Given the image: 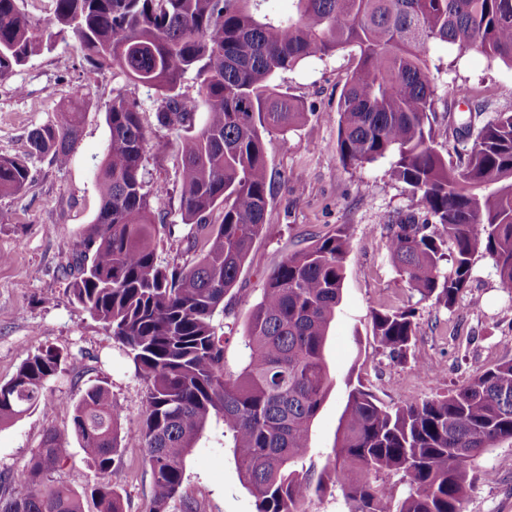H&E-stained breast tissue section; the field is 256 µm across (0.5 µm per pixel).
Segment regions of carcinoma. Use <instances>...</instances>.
Segmentation results:
<instances>
[{
	"instance_id": "carcinoma-1",
	"label": "carcinoma",
	"mask_w": 512,
	"mask_h": 512,
	"mask_svg": "<svg viewBox=\"0 0 512 512\" xmlns=\"http://www.w3.org/2000/svg\"><path fill=\"white\" fill-rule=\"evenodd\" d=\"M274 16L266 0H53L34 22L23 0H0V80L59 40L73 38L94 70L117 67L135 87L155 90L158 125L176 133L179 209L195 226L191 265L162 264L144 161L152 150L139 100L106 106L109 141L97 171L101 204L70 283L75 301L125 346L147 383L142 425L120 435L110 390L96 384L71 404L74 432L96 475L99 512H123L112 484L118 448L146 449L155 509L180 496L184 458L212 421L223 424L256 512H306L307 494L339 490L348 512H461L469 466L512 440V359L466 384L389 408L365 390L348 394L340 443L322 467H304L312 422L332 380L324 356L340 302L348 228L341 224L288 254L266 275L251 309L244 363L224 372L226 338L214 317L235 288L255 240L269 234L272 192L263 134L307 119L278 90L277 76L314 56L353 47L358 62L340 95L337 153L347 171L391 158L413 209L384 217L388 260L422 300L451 309L474 256L488 255L512 288V112L479 128L448 113L457 161L435 142L437 87L431 46L475 50L512 64V0H292ZM192 73L198 93H182ZM204 113L202 122L197 114ZM84 118L77 103L28 136L29 154L70 159ZM24 156H0V193L25 189ZM222 209L218 224L209 217ZM374 336L392 357L418 332L412 307L376 310ZM52 348L28 354L0 384V427L45 401L61 372ZM69 449L46 436L33 461L0 488V512H83L80 496L50 483ZM401 475L403 497L378 482Z\"/></svg>"
}]
</instances>
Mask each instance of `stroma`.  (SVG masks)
Returning a JSON list of instances; mask_svg holds the SVG:
<instances>
[{"label": "stroma", "instance_id": "1", "mask_svg": "<svg viewBox=\"0 0 512 512\" xmlns=\"http://www.w3.org/2000/svg\"><path fill=\"white\" fill-rule=\"evenodd\" d=\"M431 60L437 83L436 141L448 153L455 136L447 112L462 111L457 89L471 92L479 123L512 112V65L480 52L435 47ZM356 65L353 48L299 64L280 74L281 90L299 99L307 120L287 133L265 135L274 179L267 222L271 234L256 241L225 314L215 316L218 331L229 332L224 346L227 372L244 360L243 336L251 307L262 295L266 274L288 253L307 247L312 235L347 225L350 250L345 261L341 302L326 343L333 387L313 421L305 462L321 467L335 445L350 388L359 386L381 403L397 407L430 399L465 384L477 371L512 358V289L503 287L491 259L476 254L470 283L453 309L419 301L387 258L388 230L381 219L412 207L409 188L393 179L389 159L345 171L336 152V108ZM135 92L151 144L174 140L155 118L153 90H131L115 68L90 69L74 39L31 58L0 81V155H22L31 130L52 119L61 104L80 97L85 119L70 162L56 166L49 156L29 159L30 182L16 194H0V384L15 376L22 361L40 347L61 351L66 360L46 389V403L0 428V480L37 455L48 431H55L69 454L49 474L53 484L81 494L84 512H97L91 495L94 472L73 432L71 403L95 384L109 388L121 431L137 429L146 382L126 348L74 300L63 269L81 247L100 206L96 179L109 140L105 109L114 96ZM180 159L147 158L144 178L152 192L158 224L163 225L157 255L165 264H190L192 225L183 223L175 191ZM174 233H167V226ZM414 306L419 332L406 357L378 348L372 314L384 308ZM145 449L123 448L112 473L124 512H152V478ZM182 499L198 512H255L242 485L233 449L222 428L211 425L187 457ZM474 487L462 512H512V441L498 444L470 466Z\"/></svg>", "mask_w": 512, "mask_h": 512}]
</instances>
